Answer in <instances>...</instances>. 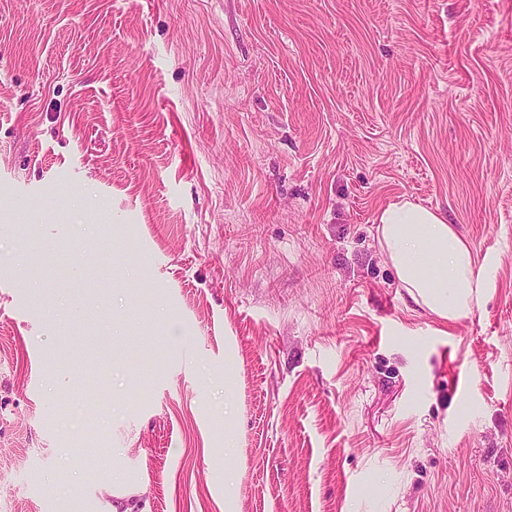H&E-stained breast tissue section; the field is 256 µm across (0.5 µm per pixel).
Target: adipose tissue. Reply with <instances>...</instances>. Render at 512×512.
<instances>
[{
    "instance_id": "1",
    "label": "adipose tissue",
    "mask_w": 512,
    "mask_h": 512,
    "mask_svg": "<svg viewBox=\"0 0 512 512\" xmlns=\"http://www.w3.org/2000/svg\"><path fill=\"white\" fill-rule=\"evenodd\" d=\"M377 244L411 299L444 321L478 305L484 286L472 246L446 216L402 198L380 209Z\"/></svg>"
}]
</instances>
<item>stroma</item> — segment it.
Segmentation results:
<instances>
[{"label":"stroma","mask_w":512,"mask_h":512,"mask_svg":"<svg viewBox=\"0 0 512 512\" xmlns=\"http://www.w3.org/2000/svg\"><path fill=\"white\" fill-rule=\"evenodd\" d=\"M125 504L512 512V0H0V512ZM376 221L379 251L417 304L443 321L479 306L482 268L444 214L401 197L380 209Z\"/></svg>","instance_id":"obj_1"}]
</instances>
